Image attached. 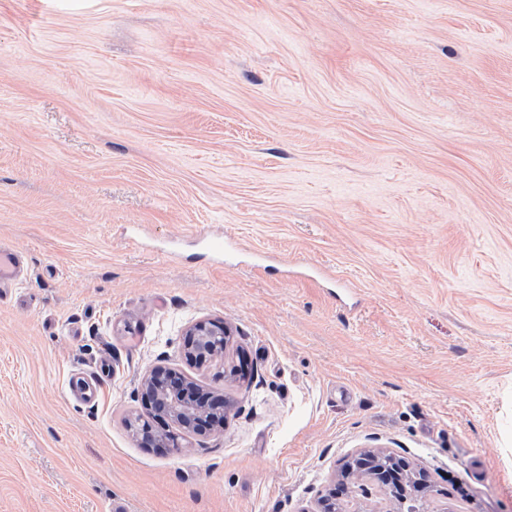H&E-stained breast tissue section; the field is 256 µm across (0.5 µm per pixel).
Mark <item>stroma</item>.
<instances>
[{"mask_svg": "<svg viewBox=\"0 0 512 512\" xmlns=\"http://www.w3.org/2000/svg\"><path fill=\"white\" fill-rule=\"evenodd\" d=\"M2 243L0 512H512V0H0ZM158 366L224 425L137 441ZM23 274L21 257L18 251L3 248L0 249V297L4 288L12 284Z\"/></svg>", "mask_w": 512, "mask_h": 512, "instance_id": "stroma-1", "label": "stroma"}]
</instances>
